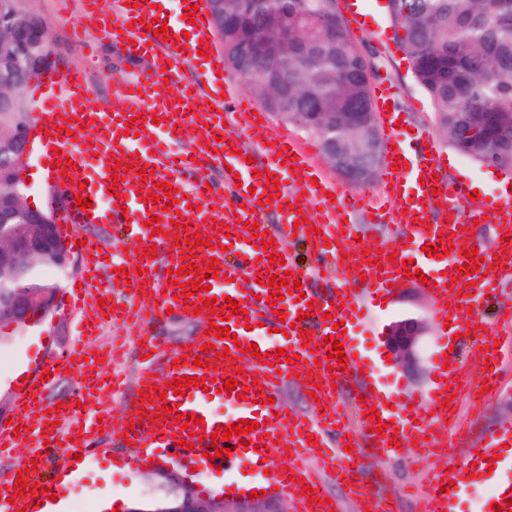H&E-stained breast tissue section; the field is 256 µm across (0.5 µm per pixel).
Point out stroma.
Returning a JSON list of instances; mask_svg holds the SVG:
<instances>
[{"mask_svg": "<svg viewBox=\"0 0 512 512\" xmlns=\"http://www.w3.org/2000/svg\"><path fill=\"white\" fill-rule=\"evenodd\" d=\"M386 2L362 0L367 20L361 30L352 31L351 36L373 66L372 84L387 81L396 89L398 105L406 111L403 127L398 131L399 140L414 143L419 137L430 136L442 157L449 160L446 168L449 181L479 185V194L483 197L499 195L495 170L454 152L436 128L431 101L415 81L407 56L401 53L402 44L384 9ZM27 6L48 25L54 45L55 70H85L96 82L101 97L111 96L121 78L134 77L140 71V64H128L104 35L89 31L84 37H77L74 31L77 17L62 15L61 0H28ZM84 265V258L74 254L67 267L52 270L51 276L59 284L58 307L52 317L0 346V421L8 420L16 412L14 384L18 371H32L80 341L86 342L89 348L103 351L115 344L125 346L124 357L118 361L106 360L100 371L107 379L116 372L124 377L123 386L108 395L112 405L120 407L135 401L136 377L141 366L136 336L124 324L109 322L102 324L95 335L82 338L83 313L68 304L70 286ZM374 305L373 323L355 327L353 336L378 391L389 395L393 407L399 408L407 398L427 395L435 387L434 354L443 342L442 334L431 321L432 298L412 283H401L386 298L375 299ZM406 315L422 317L429 323L420 342L419 363L407 374L388 357L383 342L387 325ZM201 330L199 320L177 312L158 317L149 327L150 335L159 337L174 352L190 347ZM499 370L501 385L495 395L489 398L479 394L465 396L458 402V414L474 432L512 422V347L504 348ZM93 445L105 449V456L89 462L57 490L59 497L71 504L83 503L91 507L96 501L109 498L114 504L127 507L140 499L150 478L162 468L182 475L195 490L207 496L223 494L227 485L252 475L251 470L245 468L226 476L202 469L196 471L170 455L138 464L128 463L130 450L126 446L125 423L120 419L95 436ZM432 462V457L426 454L389 459L373 450L362 451L355 457L359 478L387 499L392 512H421L414 490Z\"/></svg>", "mask_w": 512, "mask_h": 512, "instance_id": "1", "label": "stroma"}]
</instances>
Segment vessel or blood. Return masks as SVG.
<instances>
[{"label":"vessel or blood","mask_w":512,"mask_h":512,"mask_svg":"<svg viewBox=\"0 0 512 512\" xmlns=\"http://www.w3.org/2000/svg\"><path fill=\"white\" fill-rule=\"evenodd\" d=\"M162 18L167 22L169 36L147 31L145 21ZM81 23L97 29L122 49L132 62L149 61V71L123 80L112 97H99L96 84L83 71H49L41 76L34 97L38 103L40 125L47 132L41 137L42 158L48 161L49 185L59 199L55 220L61 223V232L70 246H81L83 253H94L96 241H83L75 233L74 225L87 222L97 224L113 222L121 231L129 247L122 264L126 277H113L106 281L99 276L83 274L82 290L91 300L88 332H95L103 316L112 320L141 317L138 326L141 336L140 351L145 358L137 377L139 390L158 388L165 390L168 383L186 377H199L207 381V388L185 387L183 394L167 393L165 400L134 402L115 410L106 403H98L88 388L77 395L78 406L50 412L43 397L45 380L35 379L21 383L15 401L21 411L16 426L0 427V447H24L26 440L37 445L61 438L62 428L78 425L83 435L93 434L97 426H109L114 416H122L129 424L126 435L130 447L139 456L155 451L173 452L188 464H205L208 470L228 473L236 470L242 461H249L257 474L271 472L281 495L290 500L294 512H344L343 506L328 503L322 483L307 463V453H327L345 446L350 441L347 430L337 414V389L349 386L353 396L362 397L364 404L375 408L378 417L368 423L364 440L375 441L384 454H397L411 448H428L446 454L447 445L434 433L436 422L448 420L444 400L449 392H462L469 386L466 372L455 357L436 351V361H447L443 382L437 384L427 398L409 400L403 415L388 412L384 401L360 376L349 335L341 342L347 356L344 368L330 369L326 337L332 335L337 322L352 325L365 321L368 309L366 295L392 292L405 279L407 267L420 270L429 277L423 290L434 301L433 319L437 325L451 324L458 333L471 334L482 330V320L476 304L480 298L496 295L497 281L512 278V201L487 198L471 199L466 182H448L444 162L439 150L431 146V138H423L422 148H390L395 132L393 112L387 111L388 102L394 101L391 86L380 84L374 89L377 112L382 115L386 164L383 168L387 211L372 205L359 206L356 199L345 195L339 186L320 179L312 170L308 152L295 143L288 134L273 130L267 122L254 115L249 100L240 98L233 88L225 87L223 76L217 75V66L223 65L224 56L215 41L209 21H201V45L183 40L188 25L184 13L172 14L168 0H114L111 9H102L100 0H82ZM208 98L211 107L200 110L201 98ZM143 116L144 125H125L124 116ZM159 124H152V117ZM242 119L246 131L238 133L227 127L228 117ZM203 128L202 138L194 140L185 151L176 153L170 141L184 134L189 125ZM69 134H62V127ZM92 136V150H84L85 136ZM289 151L291 158L280 161L279 151ZM128 163L124 181L110 179L112 160ZM72 161L68 171L55 169L58 161ZM403 168H396V161ZM226 166L224 175L225 203L213 207L216 190L210 189V169L213 164ZM281 181L278 197L270 204H259L265 193L269 174ZM420 177L415 187H408V176ZM305 186L306 196L293 192L292 182ZM169 183L177 187L181 199L175 209L165 211L160 205L144 201L145 193L154 191L156 183ZM116 194H109V187ZM438 187V195H430L431 187ZM88 199L89 210H80L76 196ZM361 208L366 223L393 224L404 235L413 239V245L400 249L397 264H390L386 254L379 250L364 251L357 242L356 224L348 217L354 208ZM280 212L278 224L266 222L268 209ZM160 217L162 231L152 234L146 222ZM185 217L199 224L201 238L211 239L208 247L188 244L187 231L174 226L173 218ZM490 217L500 237L492 249L482 257L467 258V250L474 241L467 228L473 221ZM314 225V232L302 227V220ZM227 225V233L212 229V222ZM258 224L257 232H250V224ZM305 238L312 245L317 265H325L335 254H343L342 268L345 279L336 292L315 298L313 304L293 302L292 298L277 302L273 290L259 285L257 276L264 270L284 276L296 270L292 256H285L283 264L271 265L276 244L292 236ZM268 241L267 250H259L260 241ZM444 242L450 251L443 269H436V257L427 256L426 243ZM154 248L156 255H167L168 270L156 272L152 259H140V250ZM200 257L199 269H207L208 259H218L216 276L206 277V290L185 295L176 289L187 283V276L171 278L170 270H178L185 255ZM475 265L473 275L463 274L464 264ZM126 286L127 297L123 306L113 304V286ZM216 296L214 307H205L209 296ZM240 303L247 312V324L229 320L231 335L217 339L215 334L199 336L181 359H172L163 343L148 334L150 323L173 309L183 315L198 313L202 321H211V309H224L227 301ZM310 310L311 315L299 319L298 314ZM290 322L288 333H280L282 322ZM313 333L317 353L303 346L301 337ZM257 344V354L246 353L245 348ZM228 348L225 356H217L220 348ZM289 348L296 353L293 362H280L271 367L269 356L278 349ZM224 368L215 374L214 365ZM304 373L310 384L316 385V394L324 409L315 416L288 413L282 399L281 388L285 377ZM236 379L238 387L247 391L245 398L225 393L227 379ZM258 387L262 398H254L250 387ZM218 391L221 401L238 403V417L227 418L210 409V391ZM199 416L198 424L183 429L181 420ZM255 421L256 427L248 437L235 434L227 441L229 456L215 457L211 434L217 427L236 426L239 420ZM383 427L384 436L374 439L373 428ZM512 442V423L487 432L470 461L479 456H493L503 441ZM35 449L29 458H36ZM287 450V459H280L279 450ZM336 478L348 485L358 505L367 506L368 512H388L387 503L369 488L359 484L355 469L349 464L336 468ZM466 471L449 477L448 471L436 467L428 471L424 481L423 503L425 512H448L463 489L467 488ZM27 494H20L18 485L0 484V500L7 502L9 512H35L34 506L42 497L34 481H27ZM312 487L317 497L308 503L304 487Z\"/></svg>","instance_id":"1"}]
</instances>
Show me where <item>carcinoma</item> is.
<instances>
[{
    "label": "carcinoma",
    "instance_id": "cac0c4a2",
    "mask_svg": "<svg viewBox=\"0 0 512 512\" xmlns=\"http://www.w3.org/2000/svg\"><path fill=\"white\" fill-rule=\"evenodd\" d=\"M388 13L448 144L512 173V0H388ZM260 32L266 38L256 43ZM224 41L249 62L242 77L260 101L271 87L286 85L291 94L279 111L321 112L337 140L350 148L364 141V126L345 113L373 111L372 65L356 48L337 0H224ZM19 67L27 85L44 74L33 58ZM30 111L21 93L11 108L0 109V168L12 162L6 132ZM54 286L0 272V301ZM183 494L176 481L165 480L150 484L147 498Z\"/></svg>",
    "mask_w": 512,
    "mask_h": 512
}]
</instances>
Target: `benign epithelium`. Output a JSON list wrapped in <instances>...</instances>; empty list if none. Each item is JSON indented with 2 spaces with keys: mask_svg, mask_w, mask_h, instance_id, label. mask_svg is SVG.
Listing matches in <instances>:
<instances>
[{
  "mask_svg": "<svg viewBox=\"0 0 512 512\" xmlns=\"http://www.w3.org/2000/svg\"><path fill=\"white\" fill-rule=\"evenodd\" d=\"M208 10L213 13L215 30L219 37H224V2L207 0ZM11 38L4 48L14 47L20 52L26 48L41 44L46 40L44 21L32 12H21L10 22ZM0 72L7 75L6 82L0 84V107L12 104L11 92L20 86L13 77V63L10 58L3 59ZM31 123L19 126L13 142V151L17 157L16 167L11 173L14 182H23L22 173L25 169L30 152ZM322 157L326 164L350 182L367 183L373 179L383 159L384 145L382 141L369 138L367 144L355 152H342L336 149V139L323 136ZM26 211V228L6 243L0 241V259L47 258L55 266L62 269L68 261V250L60 239L57 227L48 218L46 210L30 204L27 199L20 200ZM58 306V293L45 294L28 292L14 294L10 300L0 306V323L8 328L22 330L33 327L44 321ZM424 320L417 317H403L391 322L385 330L384 343L393 356V360L402 370L408 372L418 362V345L420 338L426 333ZM124 512H279L271 507L259 506L249 501L237 503L228 509L221 502L205 498L197 494L193 488H185L183 498L174 506L150 508L143 504H135Z\"/></svg>",
  "mask_w": 512,
  "mask_h": 512,
  "instance_id": "benign-epithelium-1",
  "label": "benign epithelium"
}]
</instances>
